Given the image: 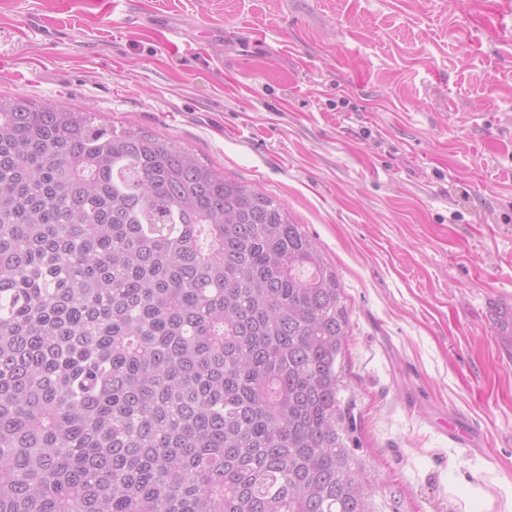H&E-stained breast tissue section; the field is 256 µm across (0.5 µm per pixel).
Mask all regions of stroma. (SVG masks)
<instances>
[{"label":"stroma","mask_w":512,"mask_h":512,"mask_svg":"<svg viewBox=\"0 0 512 512\" xmlns=\"http://www.w3.org/2000/svg\"><path fill=\"white\" fill-rule=\"evenodd\" d=\"M0 94L152 130L282 203L345 297L378 494L512 512V0H0Z\"/></svg>","instance_id":"35a3bbf8"}]
</instances>
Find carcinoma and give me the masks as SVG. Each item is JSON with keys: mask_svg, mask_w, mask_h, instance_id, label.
<instances>
[{"mask_svg": "<svg viewBox=\"0 0 512 512\" xmlns=\"http://www.w3.org/2000/svg\"><path fill=\"white\" fill-rule=\"evenodd\" d=\"M95 119L0 95V512H399L351 448L317 244Z\"/></svg>", "mask_w": 512, "mask_h": 512, "instance_id": "carcinoma-1", "label": "carcinoma"}]
</instances>
